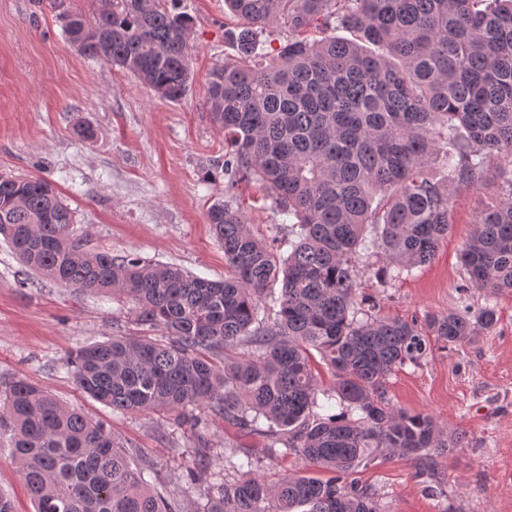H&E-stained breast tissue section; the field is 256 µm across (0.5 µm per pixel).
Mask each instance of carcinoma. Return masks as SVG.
<instances>
[{
  "instance_id": "obj_1",
  "label": "carcinoma",
  "mask_w": 512,
  "mask_h": 512,
  "mask_svg": "<svg viewBox=\"0 0 512 512\" xmlns=\"http://www.w3.org/2000/svg\"><path fill=\"white\" fill-rule=\"evenodd\" d=\"M224 2L237 21L239 58L208 82L206 106L224 130L213 169L229 192L260 182L295 219L287 256L226 202L208 213L232 270L222 281L89 252L71 238L68 205L33 177L0 176V236L47 278L128 297L142 330L162 332L78 349L73 379L116 412L167 411L189 427L198 459L172 483L206 484L202 512H379L354 478L359 469L387 455L429 467L434 455L467 444L465 432L391 404L389 376L436 343L453 348L493 328L498 316L485 306L420 324L364 310L356 259L373 232L385 271L430 262L453 224V194L484 184L485 159L496 152L509 176L460 262L466 287L512 292V0ZM69 17L64 32L84 54L170 101L186 94L193 19L180 0H112L92 20ZM271 27L286 28L288 39L268 53L260 35ZM338 27L352 38L336 36ZM432 166L444 176H431ZM312 349L334 378L324 392ZM203 407L270 444L207 447L205 419L195 414ZM0 428L35 512H176L149 490L154 463L25 379L0 392ZM278 444L305 468L273 484L253 466Z\"/></svg>"
}]
</instances>
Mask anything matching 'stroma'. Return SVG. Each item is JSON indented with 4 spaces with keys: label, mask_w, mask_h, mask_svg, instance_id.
I'll list each match as a JSON object with an SVG mask.
<instances>
[{
    "label": "stroma",
    "mask_w": 512,
    "mask_h": 512,
    "mask_svg": "<svg viewBox=\"0 0 512 512\" xmlns=\"http://www.w3.org/2000/svg\"><path fill=\"white\" fill-rule=\"evenodd\" d=\"M193 18V80L179 101L158 97L131 73L80 52L65 36L53 0H0V175L40 177L74 213L87 250L178 265L210 280L229 272L208 222L209 207L233 198L247 224L287 239L290 224L256 181L226 194L211 162L224 133L205 100L210 72L236 57L224 0H183ZM501 182L453 196V224L428 265L382 277L370 252L358 257L360 294L378 313L424 321L494 307L498 323L455 349H436L389 377L396 407L469 435L467 448L439 455L432 471L393 457L359 470L381 512H512V293L464 288L459 252ZM131 302L81 294L26 269L0 241V388L24 378L111 429L124 448L161 473L195 460L196 437L174 414L119 413L77 389L70 358L112 335L140 332ZM0 492L16 512H35L0 431Z\"/></svg>",
    "instance_id": "stroma-1"
}]
</instances>
